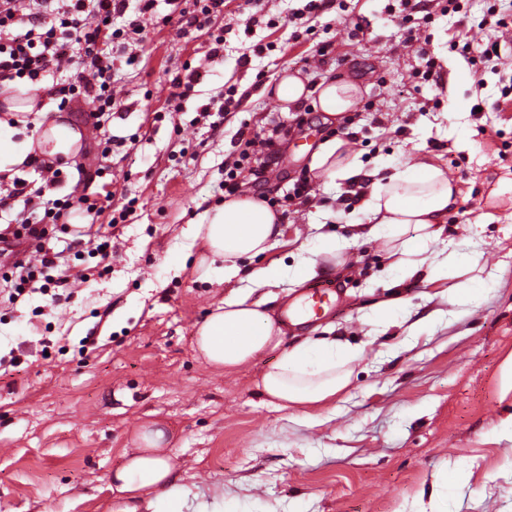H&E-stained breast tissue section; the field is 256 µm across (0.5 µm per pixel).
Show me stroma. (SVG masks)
<instances>
[{
    "instance_id": "1",
    "label": "stroma",
    "mask_w": 512,
    "mask_h": 512,
    "mask_svg": "<svg viewBox=\"0 0 512 512\" xmlns=\"http://www.w3.org/2000/svg\"><path fill=\"white\" fill-rule=\"evenodd\" d=\"M395 0H324L309 25L296 22L307 0H226L209 30L181 32L168 0H157L137 59L112 71L117 107L103 129L108 157L79 156L46 199L70 193L109 199L95 218L78 215L51 231L69 286L0 301V512H147L111 489V475L137 432L163 425L182 512H411L436 476L446 512H512V414L503 384L512 355V99L500 74H512V31L498 68L475 70L449 52L453 38L480 44L487 0H467V16L422 0L404 20ZM223 32L224 56H207ZM441 56L438 79L424 81L416 48ZM204 80L171 98L184 66ZM306 85L336 78L361 94L343 118L326 120L317 94L284 110L275 89L285 75ZM231 100L219 129L203 104ZM67 122L95 142L100 130L82 112ZM347 127L363 169L441 167L459 196L455 222L439 246L459 259L479 253L487 277L470 304L438 297L423 275L391 265L381 240L356 238L367 223L346 182L311 178L308 197L292 195L309 176L313 152ZM255 142L237 177L238 192L283 201V234L244 269L280 263L283 278L268 308L280 317L320 281L341 291L338 311L303 328L283 327L285 346L337 336L354 346L348 388L322 407L280 410L255 383L277 355H258L237 372L212 370L194 333L240 280L199 279L197 249L182 231L225 199L224 170ZM274 149H267L266 139ZM112 249L74 244L76 232L111 223ZM342 243L321 254L323 237ZM316 263L303 279L304 261ZM404 303L390 321L372 305L391 293ZM437 319L423 323L430 311Z\"/></svg>"
}]
</instances>
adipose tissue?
<instances>
[{
	"instance_id": "ef3b65f1",
	"label": "adipose tissue",
	"mask_w": 512,
	"mask_h": 512,
	"mask_svg": "<svg viewBox=\"0 0 512 512\" xmlns=\"http://www.w3.org/2000/svg\"><path fill=\"white\" fill-rule=\"evenodd\" d=\"M360 94L348 81L331 79L319 85L322 112L337 117L351 109ZM34 123L39 133L21 137L20 127ZM82 134L70 126L48 99L29 94L9 99L0 114V178L12 181L29 156L59 158L67 162L77 153ZM310 168L317 177L347 180L362 177L367 184L364 209L369 223L361 225L367 239H386L397 266L407 275L427 269L428 281L440 280L448 266L459 265L468 278L445 289L453 303L464 306L473 299L481 276L475 269L478 255L458 261L455 254L439 250L437 244L448 222V213L457 204V192L446 173L437 166L422 163L408 170L382 173L362 172L347 141L328 139L313 153ZM282 234L279 215L264 202L231 196L215 209L206 211L200 222L189 224L184 235L200 243L203 253L196 265L200 277H208L215 262H222L225 279L244 276L253 285L276 286L282 276L277 265L242 271L239 261L269 250ZM195 340L202 360L210 367L233 372L257 355L277 353L276 363L265 370L258 388L280 410L293 406H315L345 390L352 376L356 357L350 344L336 339L306 340L292 349L282 346L281 330L262 299L232 291L197 327ZM136 453L127 457L113 473L114 489L127 499H148L151 512H182V490L174 477V464L165 449V431L160 424L146 426L137 435Z\"/></svg>"
}]
</instances>
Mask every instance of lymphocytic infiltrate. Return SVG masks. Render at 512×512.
<instances>
[{
  "label": "lymphocytic infiltrate",
  "instance_id": "1",
  "mask_svg": "<svg viewBox=\"0 0 512 512\" xmlns=\"http://www.w3.org/2000/svg\"><path fill=\"white\" fill-rule=\"evenodd\" d=\"M47 2L0 0V81L36 84L64 63L76 62V81L56 88L55 93L65 103L89 104V118L100 119L115 104L113 49L120 33L113 30L112 18L125 13L128 0H62L61 6L51 11ZM28 186L26 179L17 177L7 193L0 194V209L16 200L23 204L14 225L0 228V256L24 246L39 258L35 266L22 260L13 262L7 290L12 301L34 286L39 269L56 267Z\"/></svg>",
  "mask_w": 512,
  "mask_h": 512
}]
</instances>
